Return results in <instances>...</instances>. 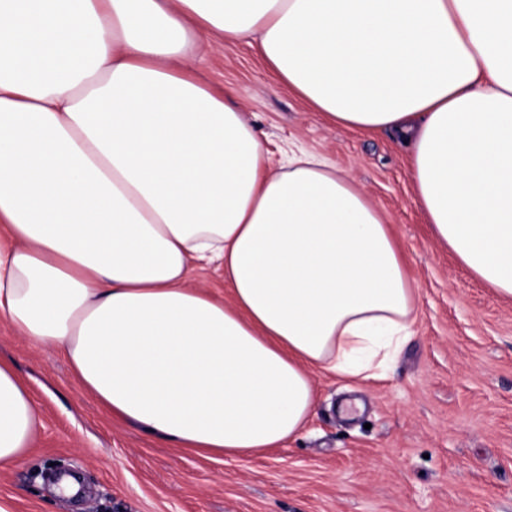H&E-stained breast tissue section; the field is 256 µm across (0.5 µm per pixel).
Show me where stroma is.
I'll use <instances>...</instances> for the list:
<instances>
[{
	"instance_id": "1",
	"label": "stroma",
	"mask_w": 512,
	"mask_h": 512,
	"mask_svg": "<svg viewBox=\"0 0 512 512\" xmlns=\"http://www.w3.org/2000/svg\"><path fill=\"white\" fill-rule=\"evenodd\" d=\"M279 162L294 147L347 171L385 215L417 291L411 334L379 378L316 374L318 406L282 446L227 458L185 451L112 418L57 351L0 319V360L29 383L40 425L25 459L0 468L5 512H512V298L475 279L432 235L408 150L392 132L327 123L249 47L196 62ZM79 472L87 495L51 491Z\"/></svg>"
}]
</instances>
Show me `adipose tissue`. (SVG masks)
I'll return each mask as SVG.
<instances>
[{
  "instance_id": "1",
  "label": "adipose tissue",
  "mask_w": 512,
  "mask_h": 512,
  "mask_svg": "<svg viewBox=\"0 0 512 512\" xmlns=\"http://www.w3.org/2000/svg\"><path fill=\"white\" fill-rule=\"evenodd\" d=\"M210 38L400 137L434 237L512 298V0H0V318L112 417L235 458L302 432L315 372L392 362L416 290L347 173L272 167L198 77ZM214 263L224 299L190 285ZM38 424L0 363V467Z\"/></svg>"
}]
</instances>
